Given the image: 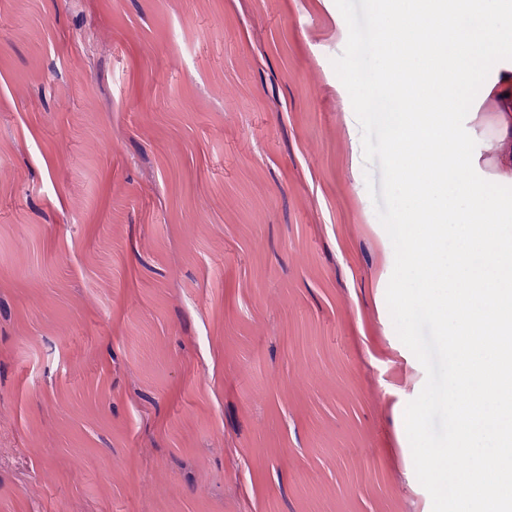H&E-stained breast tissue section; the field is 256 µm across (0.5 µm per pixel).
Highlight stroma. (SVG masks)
<instances>
[{
	"label": "stroma",
	"mask_w": 512,
	"mask_h": 512,
	"mask_svg": "<svg viewBox=\"0 0 512 512\" xmlns=\"http://www.w3.org/2000/svg\"><path fill=\"white\" fill-rule=\"evenodd\" d=\"M367 20L0 0V512H432L376 303L392 130L334 83Z\"/></svg>",
	"instance_id": "1"
}]
</instances>
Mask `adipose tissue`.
<instances>
[{
  "instance_id": "ef3b65f1",
  "label": "adipose tissue",
  "mask_w": 512,
  "mask_h": 512,
  "mask_svg": "<svg viewBox=\"0 0 512 512\" xmlns=\"http://www.w3.org/2000/svg\"><path fill=\"white\" fill-rule=\"evenodd\" d=\"M371 25L345 31L359 59L382 60L385 45L381 31L396 29L399 17L385 0H369ZM448 55V70L421 69L428 47ZM408 70L405 82L422 79L426 85H446L440 101H423L418 113L404 112L405 121H417L422 144L428 145V160L452 163L454 170L469 173L456 182L443 200L449 216L464 230L455 246L459 267L466 273L468 295L477 297L476 327L494 318L492 336L512 335V239L502 238L492 218L501 208L492 187L512 185V5L499 0L495 15H488L487 0H432L418 37L404 43ZM463 113L481 121L493 153L483 157L459 140L451 121ZM410 186L404 173H397L394 205L387 228L380 230L387 264L402 275L411 249L401 235Z\"/></svg>"
}]
</instances>
